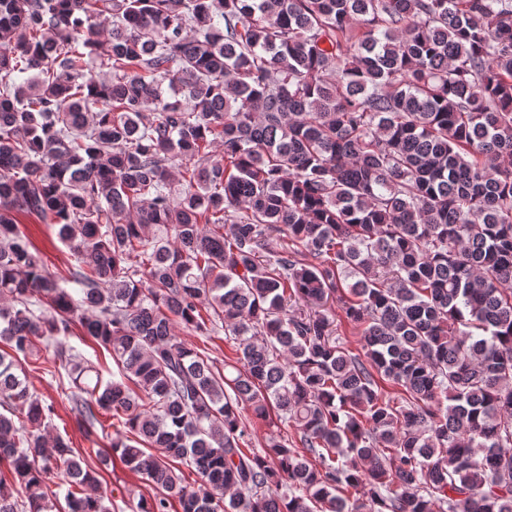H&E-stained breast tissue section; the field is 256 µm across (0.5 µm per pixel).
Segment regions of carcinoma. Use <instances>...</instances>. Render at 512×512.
I'll use <instances>...</instances> for the list:
<instances>
[{
	"label": "carcinoma",
	"mask_w": 512,
	"mask_h": 512,
	"mask_svg": "<svg viewBox=\"0 0 512 512\" xmlns=\"http://www.w3.org/2000/svg\"><path fill=\"white\" fill-rule=\"evenodd\" d=\"M208 321L235 364L175 334ZM0 341V512L59 475L110 512L22 372L50 346L139 512H512V0H0ZM272 410L296 440L246 453ZM19 229L33 245L43 253L49 269L61 278L68 277V268L77 265L71 251L58 237V229L52 224H44L34 217L20 216ZM68 345L74 347L73 353L81 356L83 359L99 364L102 369L103 382L112 380V371L117 369L112 362V357L104 349L99 347L94 341L83 336H71L68 339Z\"/></svg>",
	"instance_id": "carcinoma-1"
}]
</instances>
